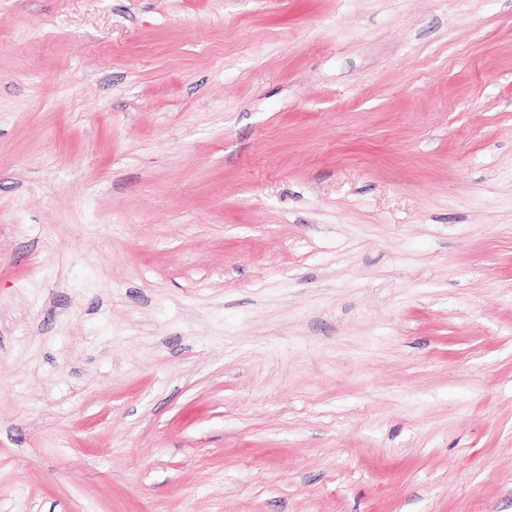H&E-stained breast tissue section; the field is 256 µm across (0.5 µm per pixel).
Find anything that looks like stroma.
Here are the masks:
<instances>
[{"instance_id": "obj_1", "label": "stroma", "mask_w": 512, "mask_h": 512, "mask_svg": "<svg viewBox=\"0 0 512 512\" xmlns=\"http://www.w3.org/2000/svg\"><path fill=\"white\" fill-rule=\"evenodd\" d=\"M0 512H512V0H0Z\"/></svg>"}]
</instances>
